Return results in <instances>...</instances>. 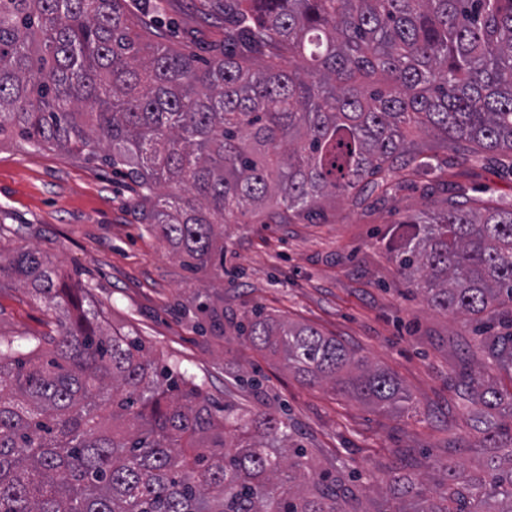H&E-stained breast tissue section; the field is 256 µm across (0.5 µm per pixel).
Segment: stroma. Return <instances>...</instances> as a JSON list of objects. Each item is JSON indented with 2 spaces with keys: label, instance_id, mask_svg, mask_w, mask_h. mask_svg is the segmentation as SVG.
Masks as SVG:
<instances>
[{
  "label": "stroma",
  "instance_id": "obj_1",
  "mask_svg": "<svg viewBox=\"0 0 512 512\" xmlns=\"http://www.w3.org/2000/svg\"><path fill=\"white\" fill-rule=\"evenodd\" d=\"M176 41L205 54L224 23L204 18L200 0H163ZM415 148L432 157L430 175L391 173L387 196L364 190L320 215L286 224L229 223L224 267L189 269L140 224L139 189L127 175L61 150L0 145V247L51 257L65 282L84 288L82 305L103 310L110 327L139 338L151 356L204 385L216 408L270 411L290 426L321 467L345 473L375 512H412L416 500L385 493L387 475L410 471L433 495L443 488L436 458L473 470L486 450L470 426L464 380L478 365L472 324L428 306L398 272L391 232L420 211H441L454 187L512 203V168L447 150L421 133ZM224 313L216 330L201 305ZM335 337L406 389V406L381 408L307 384L294 369L244 340L254 311ZM55 324L24 288L0 291V333L41 336Z\"/></svg>",
  "mask_w": 512,
  "mask_h": 512
}]
</instances>
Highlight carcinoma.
Segmentation results:
<instances>
[{"label":"carcinoma","mask_w":512,"mask_h":512,"mask_svg":"<svg viewBox=\"0 0 512 512\" xmlns=\"http://www.w3.org/2000/svg\"><path fill=\"white\" fill-rule=\"evenodd\" d=\"M158 3L0 0V144L56 147L125 170L139 219L191 269L224 267V218L359 199L408 158L410 128L450 148L512 157V0H203L224 39L201 64L143 41ZM403 276L433 309L488 333L512 371V205L460 191L393 236ZM1 288L31 289L58 321L20 356L0 336V512H364L272 413L215 409L202 386L142 341L80 311L51 258L0 253ZM310 384L383 405L408 400L389 373L306 325L258 313L245 329ZM52 345L49 354L42 344ZM488 455L478 474L437 461L445 489L416 512H512V391L469 379ZM393 497L419 495L394 477Z\"/></svg>","instance_id":"carcinoma-1"}]
</instances>
